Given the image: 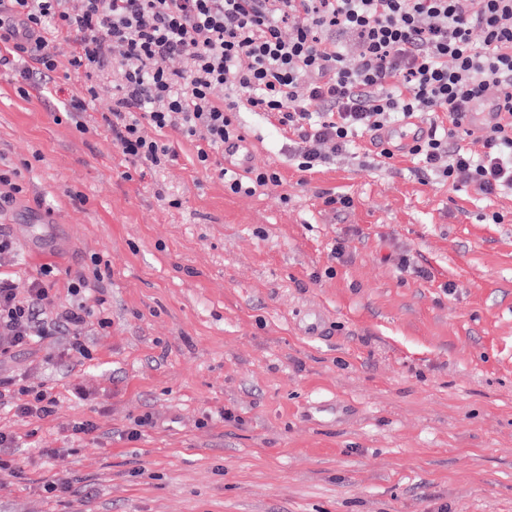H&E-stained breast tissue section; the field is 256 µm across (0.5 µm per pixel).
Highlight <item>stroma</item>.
I'll use <instances>...</instances> for the list:
<instances>
[{
	"label": "stroma",
	"mask_w": 512,
	"mask_h": 512,
	"mask_svg": "<svg viewBox=\"0 0 512 512\" xmlns=\"http://www.w3.org/2000/svg\"><path fill=\"white\" fill-rule=\"evenodd\" d=\"M57 54L49 99L0 66V169L30 164L0 215L6 270L53 265L62 297L95 279L85 303L112 327L58 363L47 340L0 364L57 399L40 421L0 405V427L31 437L0 447V512H512V193L434 179L366 134L303 172L291 132L245 109L250 165L279 185L229 194L197 167L201 138L172 131L176 161L127 180L100 125L110 93L86 103L91 133L55 122L86 83ZM52 480L70 492L48 497Z\"/></svg>",
	"instance_id": "stroma-1"
}]
</instances>
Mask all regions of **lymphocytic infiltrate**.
Masks as SVG:
<instances>
[{
  "mask_svg": "<svg viewBox=\"0 0 512 512\" xmlns=\"http://www.w3.org/2000/svg\"><path fill=\"white\" fill-rule=\"evenodd\" d=\"M59 41L88 78L62 118L84 111L101 90L95 75L112 70L103 125L128 180L176 160L166 131L190 139L202 129L196 165L216 171L225 190L278 185L277 173L241 175L218 160L243 106L293 132L304 172L349 151L355 136L427 114L428 134L408 150L422 169L484 195L512 191V0H0V50L20 63L22 85L51 95ZM186 50V67L171 68ZM494 93L504 120L481 134V153L468 152L456 142L460 106ZM53 282L48 265L23 285L0 270V358L54 336L80 350L87 329L109 331L111 318L80 299L83 274L65 305Z\"/></svg>",
  "mask_w": 512,
  "mask_h": 512,
  "instance_id": "1",
  "label": "lymphocytic infiltrate"
}]
</instances>
